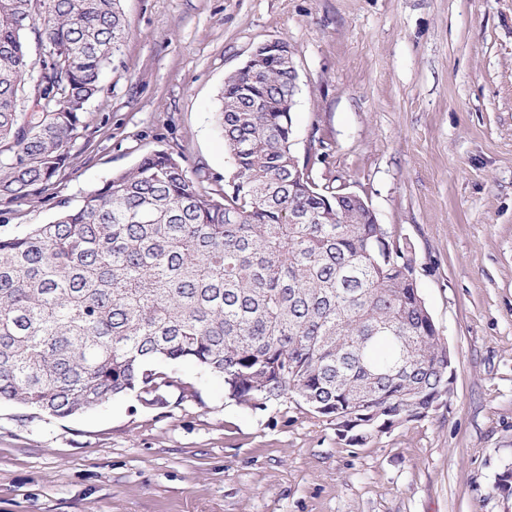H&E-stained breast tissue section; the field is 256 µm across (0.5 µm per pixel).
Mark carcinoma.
<instances>
[{
    "mask_svg": "<svg viewBox=\"0 0 512 512\" xmlns=\"http://www.w3.org/2000/svg\"><path fill=\"white\" fill-rule=\"evenodd\" d=\"M121 2L0 0V200L52 184L125 39ZM288 83L274 56L225 81L224 187L200 191L154 150L0 238V402L56 418L129 392L163 405L194 396L167 371L189 363L240 403L292 397L364 446L448 398L405 245L314 182Z\"/></svg>",
    "mask_w": 512,
    "mask_h": 512,
    "instance_id": "1",
    "label": "carcinoma"
}]
</instances>
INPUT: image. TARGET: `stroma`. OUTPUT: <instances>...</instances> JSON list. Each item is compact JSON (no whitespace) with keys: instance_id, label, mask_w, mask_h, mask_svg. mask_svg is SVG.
<instances>
[{"instance_id":"1","label":"stroma","mask_w":512,"mask_h":512,"mask_svg":"<svg viewBox=\"0 0 512 512\" xmlns=\"http://www.w3.org/2000/svg\"><path fill=\"white\" fill-rule=\"evenodd\" d=\"M127 35L50 190L0 202V236L171 152L203 190L232 171L225 78L286 42L292 148L364 198L413 260L455 370L429 417L351 446L294 400L195 394L67 417L0 403V512H512V0H122Z\"/></svg>"}]
</instances>
